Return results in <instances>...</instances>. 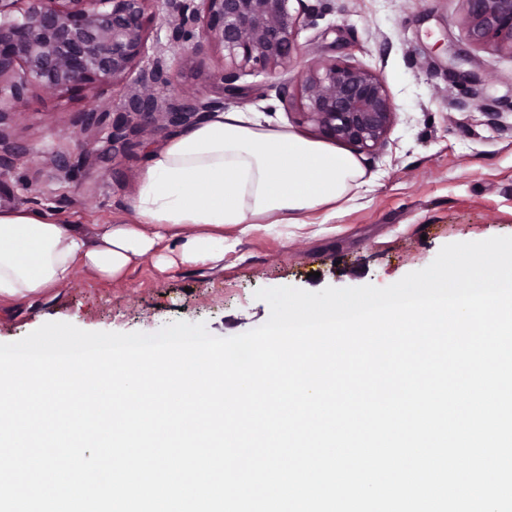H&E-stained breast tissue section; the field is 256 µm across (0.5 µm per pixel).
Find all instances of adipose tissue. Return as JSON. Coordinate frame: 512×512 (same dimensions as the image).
Instances as JSON below:
<instances>
[{"label": "adipose tissue", "mask_w": 512, "mask_h": 512, "mask_svg": "<svg viewBox=\"0 0 512 512\" xmlns=\"http://www.w3.org/2000/svg\"><path fill=\"white\" fill-rule=\"evenodd\" d=\"M361 176L357 160L250 113L217 112L151 152L133 200L136 221L95 235L37 210L0 211V300L69 281L76 266L106 279L155 254L185 263L224 260V230L249 235L255 218L303 224Z\"/></svg>", "instance_id": "ef3b65f1"}]
</instances>
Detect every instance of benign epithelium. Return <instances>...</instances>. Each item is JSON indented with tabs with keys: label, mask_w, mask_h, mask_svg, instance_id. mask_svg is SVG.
Here are the masks:
<instances>
[{
	"label": "benign epithelium",
	"mask_w": 512,
	"mask_h": 512,
	"mask_svg": "<svg viewBox=\"0 0 512 512\" xmlns=\"http://www.w3.org/2000/svg\"><path fill=\"white\" fill-rule=\"evenodd\" d=\"M0 0V125L34 85L48 92L105 88L138 71L116 106L150 130L188 127L237 98L249 66L272 75L298 50V17L290 0ZM472 43L512 54V0H465ZM19 16H14V12ZM166 27L168 41L190 52L220 48V95L168 92L174 75L163 55L143 64L149 31ZM304 118L319 136L363 152L385 145L397 118L384 79L347 60L308 68L299 78Z\"/></svg>",
	"instance_id": "7a95c632"
}]
</instances>
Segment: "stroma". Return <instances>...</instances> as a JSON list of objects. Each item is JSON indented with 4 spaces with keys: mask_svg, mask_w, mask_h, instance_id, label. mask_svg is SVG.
I'll use <instances>...</instances> for the list:
<instances>
[{
    "mask_svg": "<svg viewBox=\"0 0 512 512\" xmlns=\"http://www.w3.org/2000/svg\"><path fill=\"white\" fill-rule=\"evenodd\" d=\"M290 11L299 19L293 61L274 76L248 69L233 107L317 140L301 119L299 96L282 102L275 84L295 81L317 63L351 58L383 77L397 112L385 146L356 152L363 177L307 224L263 220L247 237L225 229L220 265L163 269L148 257L115 280L79 267L45 295L1 299L0 343L50 321L152 334L184 320L231 337L268 320V304L254 296L258 289L385 287L427 267L446 244L512 236V55L473 45L463 0H292ZM167 60L177 88L220 92L222 50L172 47ZM128 87L125 81L75 92L31 87L19 114L6 122L10 144L26 154L0 177V210H42L88 233L100 224L134 222L140 172L171 133H150L131 120L124 146H113V108ZM91 107L105 115L87 130L82 118ZM57 155L69 158L68 172L52 169Z\"/></svg>",
    "mask_w": 512,
    "mask_h": 512,
    "instance_id": "obj_1",
    "label": "stroma"
}]
</instances>
